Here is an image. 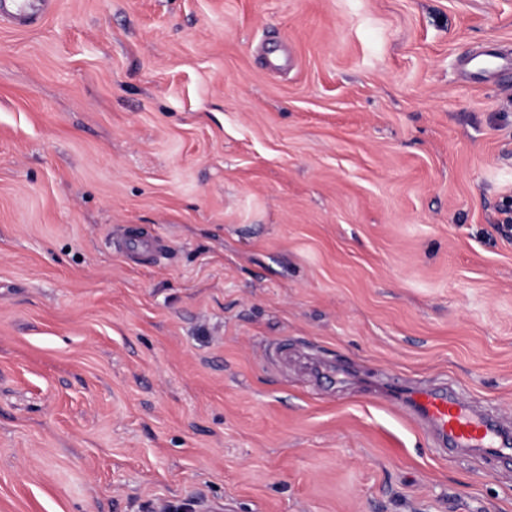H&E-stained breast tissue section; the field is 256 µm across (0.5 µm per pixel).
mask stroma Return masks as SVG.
Returning <instances> with one entry per match:
<instances>
[{"label": "stroma", "mask_w": 512, "mask_h": 512, "mask_svg": "<svg viewBox=\"0 0 512 512\" xmlns=\"http://www.w3.org/2000/svg\"><path fill=\"white\" fill-rule=\"evenodd\" d=\"M512 0L0 23V512H512L387 381L512 413Z\"/></svg>", "instance_id": "obj_1"}]
</instances>
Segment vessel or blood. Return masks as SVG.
<instances>
[{
    "instance_id": "b4317fda",
    "label": "vessel or blood",
    "mask_w": 512,
    "mask_h": 512,
    "mask_svg": "<svg viewBox=\"0 0 512 512\" xmlns=\"http://www.w3.org/2000/svg\"><path fill=\"white\" fill-rule=\"evenodd\" d=\"M51 0H0V19L26 27L35 24L48 9ZM394 399L417 422L434 430L451 448H485L498 453L512 448V439L497 425L459 398L445 392L407 388Z\"/></svg>"
}]
</instances>
